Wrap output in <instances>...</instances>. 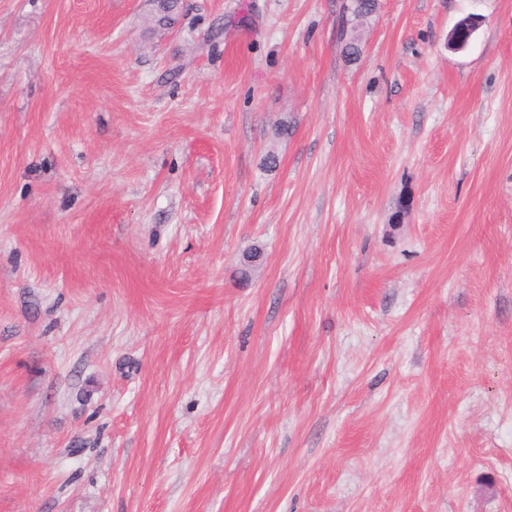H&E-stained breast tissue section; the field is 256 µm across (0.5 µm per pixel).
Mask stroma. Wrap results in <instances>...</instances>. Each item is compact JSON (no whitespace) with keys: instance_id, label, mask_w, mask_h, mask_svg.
Returning <instances> with one entry per match:
<instances>
[{"instance_id":"stroma-1","label":"stroma","mask_w":512,"mask_h":512,"mask_svg":"<svg viewBox=\"0 0 512 512\" xmlns=\"http://www.w3.org/2000/svg\"><path fill=\"white\" fill-rule=\"evenodd\" d=\"M347 3L0 0V512H512V0Z\"/></svg>"}]
</instances>
